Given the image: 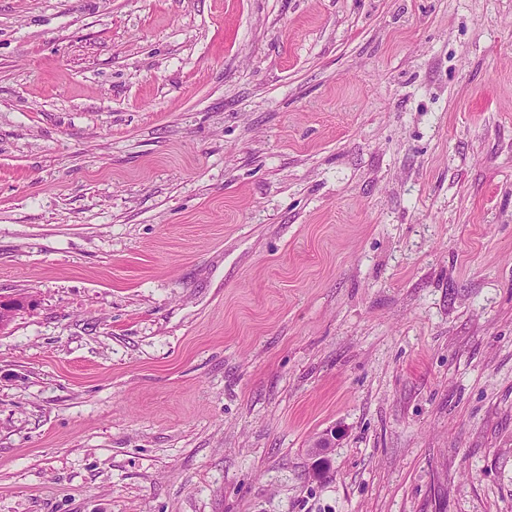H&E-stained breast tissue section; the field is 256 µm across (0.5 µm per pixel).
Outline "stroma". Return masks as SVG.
<instances>
[{"instance_id": "stroma-1", "label": "stroma", "mask_w": 512, "mask_h": 512, "mask_svg": "<svg viewBox=\"0 0 512 512\" xmlns=\"http://www.w3.org/2000/svg\"><path fill=\"white\" fill-rule=\"evenodd\" d=\"M0 295V512H512V0H0Z\"/></svg>"}]
</instances>
